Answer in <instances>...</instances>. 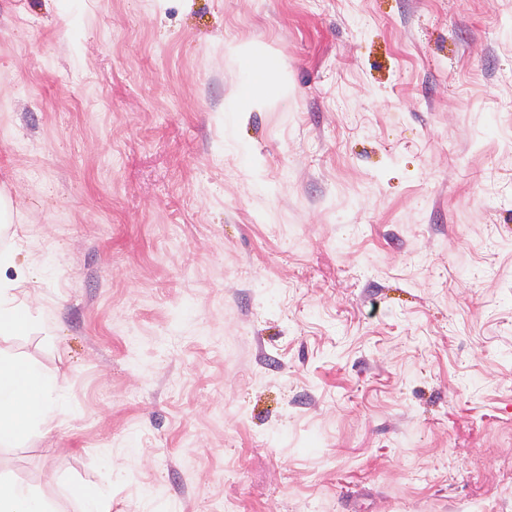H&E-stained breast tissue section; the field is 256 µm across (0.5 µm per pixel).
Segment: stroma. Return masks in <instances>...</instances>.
Masks as SVG:
<instances>
[{
	"label": "stroma",
	"instance_id": "obj_1",
	"mask_svg": "<svg viewBox=\"0 0 512 512\" xmlns=\"http://www.w3.org/2000/svg\"><path fill=\"white\" fill-rule=\"evenodd\" d=\"M0 247L56 512H512V0H0ZM275 69L276 67H271L268 63L254 61L251 74L239 91L238 111L251 112L259 108L265 101L282 94L283 88L275 79ZM258 92H263L264 97H258ZM16 250L0 251V270L13 268L14 280L0 279V335L19 334L29 329L31 315L28 309L17 302L22 287L29 282L28 275L18 266ZM79 495L80 512H108L106 498L97 486H87L77 491Z\"/></svg>",
	"mask_w": 512,
	"mask_h": 512
}]
</instances>
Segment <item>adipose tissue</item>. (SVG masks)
I'll list each match as a JSON object with an SVG mask.
<instances>
[{"mask_svg":"<svg viewBox=\"0 0 512 512\" xmlns=\"http://www.w3.org/2000/svg\"><path fill=\"white\" fill-rule=\"evenodd\" d=\"M283 88L269 64L255 62L238 95V109L250 112L263 101L280 96ZM15 269L12 280H0V335L29 329L31 315L18 301L29 277L18 267L16 251H0V270ZM64 396L58 376L31 363L0 355V445L24 440L32 431L51 423Z\"/></svg>","mask_w":512,"mask_h":512,"instance_id":"ef3b65f1","label":"adipose tissue"}]
</instances>
